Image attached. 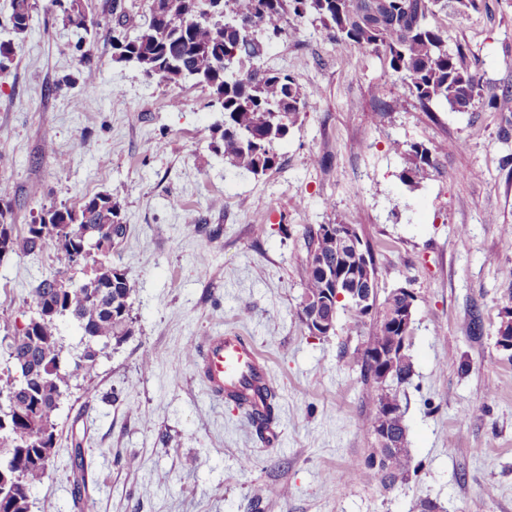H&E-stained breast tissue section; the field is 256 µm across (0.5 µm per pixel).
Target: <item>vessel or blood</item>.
<instances>
[{
  "label": "vessel or blood",
  "instance_id": "b4317fda",
  "mask_svg": "<svg viewBox=\"0 0 512 512\" xmlns=\"http://www.w3.org/2000/svg\"><path fill=\"white\" fill-rule=\"evenodd\" d=\"M199 374L210 397L223 398L225 392L249 394L259 403L256 390L271 384L269 362L248 338L219 333L205 337L200 354Z\"/></svg>",
  "mask_w": 512,
  "mask_h": 512
}]
</instances>
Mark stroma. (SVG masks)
Wrapping results in <instances>:
<instances>
[{"label": "stroma", "instance_id": "stroma-1", "mask_svg": "<svg viewBox=\"0 0 512 512\" xmlns=\"http://www.w3.org/2000/svg\"><path fill=\"white\" fill-rule=\"evenodd\" d=\"M10 15L0 0V41L12 47L0 63L11 221L21 228L40 205L109 193L128 225L112 261L138 283L131 335L61 401L56 454L31 512H421L425 503L512 512V354L496 345L512 307L502 276L512 268V0L438 17L479 72L483 96L504 98V113L422 107L377 56L324 39L307 21L287 31L266 63L294 78L308 107L278 164L258 177L235 174L213 152L224 114L207 91L113 60L107 0H87L82 39L50 0H36L25 33L13 32ZM90 65L96 87L87 92ZM174 96L180 109L168 105ZM395 140L455 148L412 189L399 179ZM334 222L369 242L379 296L405 287L416 297L414 372L397 388L412 465L390 486L372 477L336 485L365 469L377 446L359 360L369 325L341 309L333 332L313 336L296 314L305 230ZM53 267L48 251L0 260V327L23 324ZM218 329L267 356L275 439L259 437L233 403L211 401L184 355ZM75 430L95 478L79 509Z\"/></svg>", "mask_w": 512, "mask_h": 512}]
</instances>
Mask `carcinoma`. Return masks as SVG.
<instances>
[{
  "label": "carcinoma",
  "mask_w": 512,
  "mask_h": 512,
  "mask_svg": "<svg viewBox=\"0 0 512 512\" xmlns=\"http://www.w3.org/2000/svg\"><path fill=\"white\" fill-rule=\"evenodd\" d=\"M64 24L86 14L85 0H66ZM481 0H223L224 12L209 15L214 0H162V13L144 15L137 33L114 46L118 62L132 63L146 76L167 85L194 80L209 90L224 112L221 145L215 146L239 175L259 176L278 160L276 146L297 124L307 106L306 95L287 71L269 68L265 59L289 21L320 25L330 41L382 56L424 106L436 102L451 112H469L480 101V77L463 62L461 51L448 46L447 31L435 23L438 13L453 8L464 14L478 10ZM34 3L14 0L13 29H28ZM455 142L428 147L392 143L402 155L403 183L417 187L434 167L437 156ZM0 209V241L7 253L40 257L53 248L55 269L33 289V306L24 328L0 336V472L9 483L0 489V512H30L32 494L44 485L54 456L55 418L72 382L91 375L103 348L101 341H124L132 332V295L136 282L112 263V249L123 240L127 225L109 193L83 197L77 207L41 205L23 234L6 222ZM303 292L297 314L310 334L347 307L335 300L336 267L356 263L341 252L338 224L308 228ZM415 295L385 297L371 319V332L361 354V376L372 388L366 421L378 430L386 407L400 404L396 386L413 372L409 351L397 377L385 381L374 352L392 346L398 335L385 321L389 309H406ZM73 321L81 338L74 351L65 350L60 322ZM225 398L242 410L259 435L278 418V394L265 390L262 407L242 397ZM390 432L398 446L374 450L364 474L393 484L411 464L402 414L394 415ZM72 468L76 471L72 497L89 498V465L83 440L72 438Z\"/></svg>",
  "instance_id": "cac0c4a2"
}]
</instances>
